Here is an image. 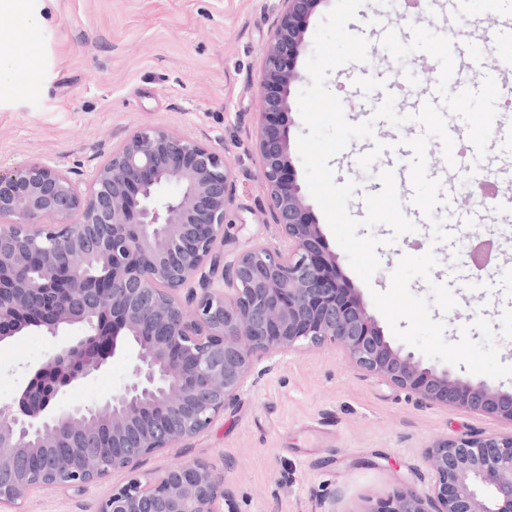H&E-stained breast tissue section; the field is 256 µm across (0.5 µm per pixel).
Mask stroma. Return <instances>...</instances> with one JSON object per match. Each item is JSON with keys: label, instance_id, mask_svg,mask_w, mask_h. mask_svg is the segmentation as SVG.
<instances>
[{"label": "stroma", "instance_id": "35a3bbf8", "mask_svg": "<svg viewBox=\"0 0 512 512\" xmlns=\"http://www.w3.org/2000/svg\"><path fill=\"white\" fill-rule=\"evenodd\" d=\"M282 13L281 0H50L49 23L33 43L38 63L30 82L0 98V168L15 169L36 159L82 174L103 163L140 127L160 125L223 152L237 182V205L225 226V248L239 251L275 240L261 191V160L250 135L262 110L259 89L264 47ZM350 32L370 41L368 63L333 70L329 89L348 121L373 120L385 94L407 114L428 78L415 60L436 54L449 40L472 54H492L498 36L482 0L459 14L452 0H431L423 15L405 14L398 0H364ZM384 80L385 90L364 93L354 81L362 71ZM439 105L448 125L466 142L491 140L479 119L512 120L504 97H474L469 111L455 112L447 90ZM374 122V136L354 140L331 161L336 183L358 184L349 203L358 219L367 212L365 195L376 193L386 161L408 166L412 123L394 127ZM312 214L344 282L353 288L385 338L393 333L376 309L372 291L387 290L402 256L435 250L439 264L430 280L414 279L423 295L428 281L448 284L461 313L499 322L512 307V288L497 287L496 267L468 268L466 237L431 246L430 223L377 250L381 269L364 283L337 244L320 207ZM58 345L37 331L0 341V404L21 389L29 369ZM133 358L118 355L97 376L71 389L65 403L92 404L109 398L131 371ZM479 413L426 405L417 396L354 370L336 344L264 358L236 402L208 430L147 458L141 472L154 476L198 459L224 469V486L237 512H319L334 500L336 512H374L394 492L427 491L433 475L424 460L434 443L465 434L511 429ZM125 474L76 495L63 489L31 492L21 512H96L112 485Z\"/></svg>", "mask_w": 512, "mask_h": 512}]
</instances>
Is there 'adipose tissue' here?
<instances>
[{
	"label": "adipose tissue",
	"mask_w": 512,
	"mask_h": 512,
	"mask_svg": "<svg viewBox=\"0 0 512 512\" xmlns=\"http://www.w3.org/2000/svg\"><path fill=\"white\" fill-rule=\"evenodd\" d=\"M45 0H0V16L14 18L11 28H0V92L12 93L26 83L32 72L31 62L20 61L12 47L27 44L30 36L49 21Z\"/></svg>",
	"instance_id": "1"
}]
</instances>
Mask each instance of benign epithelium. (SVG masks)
<instances>
[{
  "label": "benign epithelium",
  "mask_w": 512,
  "mask_h": 512,
  "mask_svg": "<svg viewBox=\"0 0 512 512\" xmlns=\"http://www.w3.org/2000/svg\"><path fill=\"white\" fill-rule=\"evenodd\" d=\"M264 49L254 131L276 243L224 250L237 184L224 154L163 126L129 135L86 181L37 159L0 171V341L32 327L75 336L0 405V510L30 492L78 494L117 472L97 512H235L224 470L201 460L151 477L147 458L207 430L275 351L339 345L359 373L512 425V392L425 367L385 339L344 288L336 255L297 183L287 124L307 22L321 0H281ZM179 192L158 203L156 188ZM124 337L136 362L100 403L63 406ZM429 491L374 512H512V431L464 435L426 452Z\"/></svg>",
  "instance_id": "7a95c632"
}]
</instances>
